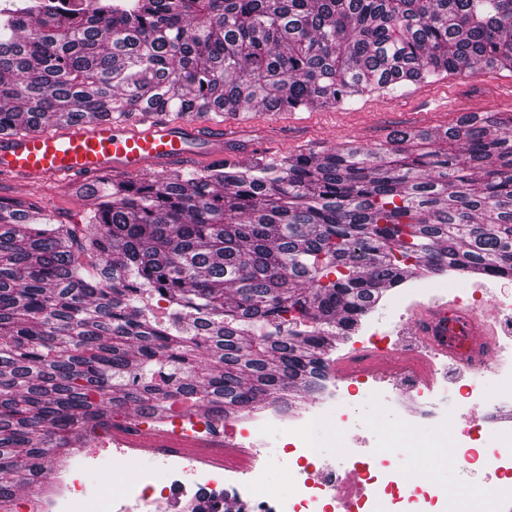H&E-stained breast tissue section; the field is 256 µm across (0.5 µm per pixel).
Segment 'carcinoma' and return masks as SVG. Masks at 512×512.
<instances>
[{
	"instance_id": "obj_1",
	"label": "carcinoma",
	"mask_w": 512,
	"mask_h": 512,
	"mask_svg": "<svg viewBox=\"0 0 512 512\" xmlns=\"http://www.w3.org/2000/svg\"><path fill=\"white\" fill-rule=\"evenodd\" d=\"M486 69L512 72V0H13L0 131L128 119L143 102L180 117L333 109ZM90 190L79 231L0 198V512L118 409L160 420L202 393L222 422L315 390L336 338L407 271L512 278L511 112Z\"/></svg>"
}]
</instances>
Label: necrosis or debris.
I'll list each match as a JSON object with an SVG mask.
<instances>
[{
    "mask_svg": "<svg viewBox=\"0 0 512 512\" xmlns=\"http://www.w3.org/2000/svg\"><path fill=\"white\" fill-rule=\"evenodd\" d=\"M443 365L437 353L412 341L388 347L368 340L348 358L342 360L328 381L323 384L317 406L298 413L288 406L277 408L270 418L276 430L292 440V452L300 465L290 476L288 495L269 496L266 489L267 471L257 461L242 465H226L216 461L188 464L173 456L167 470L142 483H130L120 489L122 498L130 500L142 512H168L174 487L220 486L243 481L255 512H317L325 502L341 503L346 512H423L427 502L436 503L441 512H462L454 488L434 485L427 493L408 492L407 481L398 458H353L349 474L328 473L311 476L302 460L317 459L332 447L338 437L352 429L354 413L348 407L353 397L362 396L364 403L383 399L381 381H394L414 398L421 424L431 427L435 438L445 433L435 424L442 413L430 397L432 385L442 373ZM457 406L481 408V415L468 422V432L476 433L484 443L492 445L493 455L478 449L449 444L448 450L463 458L472 470L493 473L495 483L485 498L481 512H496L499 503L512 498V430L489 429L503 403L480 387L464 384L459 388ZM102 498L89 497L81 478L60 481L52 497L41 500V512H102Z\"/></svg>",
    "mask_w": 512,
    "mask_h": 512,
    "instance_id": "obj_1",
    "label": "necrosis or debris"
}]
</instances>
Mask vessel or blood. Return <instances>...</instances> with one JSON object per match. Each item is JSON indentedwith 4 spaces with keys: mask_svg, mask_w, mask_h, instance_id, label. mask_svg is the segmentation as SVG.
<instances>
[{
    "mask_svg": "<svg viewBox=\"0 0 512 512\" xmlns=\"http://www.w3.org/2000/svg\"><path fill=\"white\" fill-rule=\"evenodd\" d=\"M223 128L196 119L168 122L149 115L123 121L88 117L54 131L0 135V173L28 181L71 182L103 173L135 177L157 168L173 171L199 161L233 160ZM447 308L429 304L418 308L406 324L408 335L425 348L451 354L456 344L481 346L494 341L491 326L461 309L448 321ZM117 444L147 452L153 466L170 454L205 459L200 441L159 430L127 426L114 435Z\"/></svg>",
    "mask_w": 512,
    "mask_h": 512,
    "instance_id": "b4317fda",
    "label": "vessel or blood"
}]
</instances>
